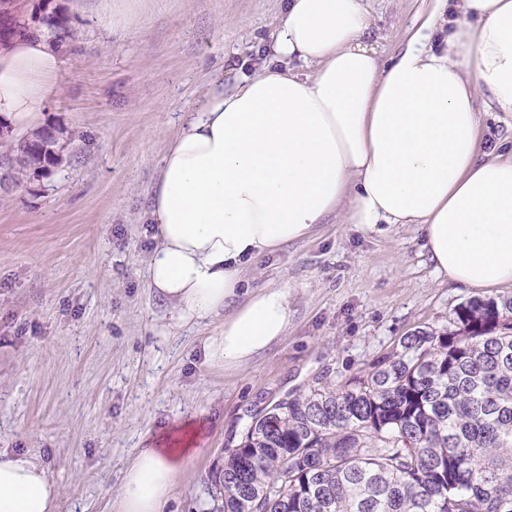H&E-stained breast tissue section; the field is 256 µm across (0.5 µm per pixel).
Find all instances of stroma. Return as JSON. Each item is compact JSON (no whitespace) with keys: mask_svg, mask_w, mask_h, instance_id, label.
Here are the masks:
<instances>
[{"mask_svg":"<svg viewBox=\"0 0 512 512\" xmlns=\"http://www.w3.org/2000/svg\"><path fill=\"white\" fill-rule=\"evenodd\" d=\"M362 4L387 60L430 0ZM46 5L72 33L61 93L41 115L63 132L64 162L0 189V452L38 458L61 489L59 512H111L145 437L192 422L203 445L163 512H208L225 451L257 413L366 374L403 336L448 327L472 293L434 272L416 225L366 235L321 224L248 271V287L287 289L286 336L236 375L208 364L223 317L180 323L148 286L153 188L212 76L229 90L268 59L283 0H137L113 26L97 0L14 10Z\"/></svg>","mask_w":512,"mask_h":512,"instance_id":"35a3bbf8","label":"stroma"}]
</instances>
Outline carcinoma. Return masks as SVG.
<instances>
[{"label":"carcinoma","mask_w":512,"mask_h":512,"mask_svg":"<svg viewBox=\"0 0 512 512\" xmlns=\"http://www.w3.org/2000/svg\"><path fill=\"white\" fill-rule=\"evenodd\" d=\"M42 24L59 46L71 37ZM3 146L26 155L16 184L61 161L49 137ZM211 498L210 512H512V296L470 298L367 374L253 417Z\"/></svg>","instance_id":"obj_1"}]
</instances>
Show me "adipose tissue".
Returning a JSON list of instances; mask_svg holds the SVG:
<instances>
[{"label": "adipose tissue", "instance_id": "obj_1", "mask_svg": "<svg viewBox=\"0 0 512 512\" xmlns=\"http://www.w3.org/2000/svg\"><path fill=\"white\" fill-rule=\"evenodd\" d=\"M371 25L361 0H287L269 63L206 90L161 160L148 285L179 321L223 315L204 350L225 374L290 321L287 289L247 287V267L333 218L377 235L417 225L450 283L512 286V150L480 147L482 113L512 115V0H433L388 65L365 41ZM60 66L44 36L1 39L0 121L33 131ZM197 437L145 440L113 512H162ZM60 497L35 458L0 452V512H55Z\"/></svg>", "mask_w": 512, "mask_h": 512}]
</instances>
